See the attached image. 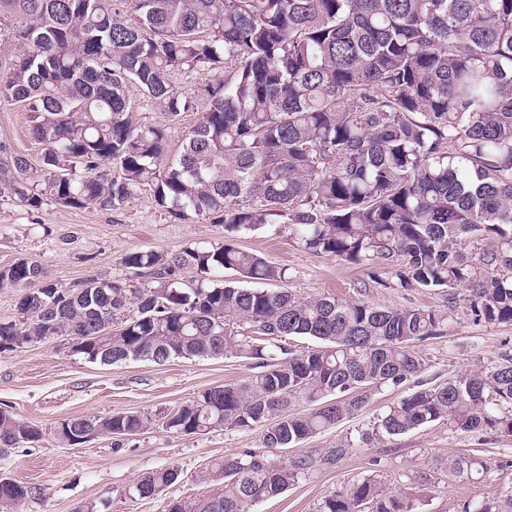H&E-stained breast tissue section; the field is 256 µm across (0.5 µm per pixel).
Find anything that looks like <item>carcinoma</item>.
Instances as JSON below:
<instances>
[{"instance_id":"1","label":"carcinoma","mask_w":512,"mask_h":512,"mask_svg":"<svg viewBox=\"0 0 512 512\" xmlns=\"http://www.w3.org/2000/svg\"><path fill=\"white\" fill-rule=\"evenodd\" d=\"M0 0V102L27 110L43 146L38 163L0 142V188L38 211L44 199L117 209L141 187L182 219L224 225V242L137 251L125 273L65 287L21 259L0 288L24 289L20 323L0 322L16 352L52 336L106 365L233 356L258 371L202 391L163 426L196 435L267 425L264 446L292 448L355 417L372 390L414 380L412 391L315 459L271 461L246 452L205 472L212 492L168 512H249L316 464L439 421L462 433L512 437V351L443 385L421 379L416 343L442 335L448 314L334 297L246 288L282 282L287 269L235 243L285 224L306 250L356 266L396 268L403 288L465 291L476 323H512V0ZM224 62L201 120L168 159L165 129L135 127L134 84L177 117L197 105L176 72ZM230 271L239 279H226ZM247 324L253 335L233 330ZM318 341L300 353L273 340ZM141 413L74 417L55 437L136 436ZM43 429L0 409V448L38 443ZM484 458L462 455L448 473L474 481ZM175 469L130 488L150 497ZM32 487L0 484V512ZM425 489L393 492L370 476L319 512H422ZM463 512H512L504 500H468Z\"/></svg>"}]
</instances>
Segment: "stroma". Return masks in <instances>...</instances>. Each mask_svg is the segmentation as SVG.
I'll list each match as a JSON object with an SVG mask.
<instances>
[{
  "label": "stroma",
  "mask_w": 512,
  "mask_h": 512,
  "mask_svg": "<svg viewBox=\"0 0 512 512\" xmlns=\"http://www.w3.org/2000/svg\"><path fill=\"white\" fill-rule=\"evenodd\" d=\"M128 97L135 123L164 128L168 155L177 157L200 113L171 116L133 85ZM1 141L31 161L41 158L43 147L32 138L22 105L0 102ZM223 240V225L176 218L156 204L147 187L138 189L119 210L64 207L49 199L40 210L32 211L0 194V267L20 259L35 261L50 279L65 286L92 276L113 277L120 273L124 256L134 251H171ZM236 243L286 268L285 286L300 297L328 296L450 313L443 336L417 346L426 361L424 378L429 384L490 364L503 345L512 346V325L474 323L461 292L401 287L393 269L371 271L309 252L284 227L242 235ZM254 366L253 360L234 357L105 365L69 352L60 338L0 356V408L45 432L37 445L0 454V476L33 489L16 512H73L84 503L93 504L96 512H167L172 499L206 495L209 486L201 479L203 472L224 458L262 451V428L225 426L184 436L167 431L160 420L207 388L245 379ZM409 389L405 383L375 390L358 415L296 447L282 449V457L317 455L336 447ZM125 412L150 415L155 424L131 439L100 436L76 447L60 443L53 435L64 419ZM463 454L487 460L482 479L471 483L449 475V460ZM161 468L177 469V482L147 498L129 496L128 489L139 476ZM369 476L381 479L391 491L426 480L428 499L423 512H456L466 499L512 494V439L493 433L463 434L447 421H437L368 448L352 449L333 465L311 469L281 495L253 503L250 512H318L327 497Z\"/></svg>",
  "instance_id": "stroma-1"
}]
</instances>
